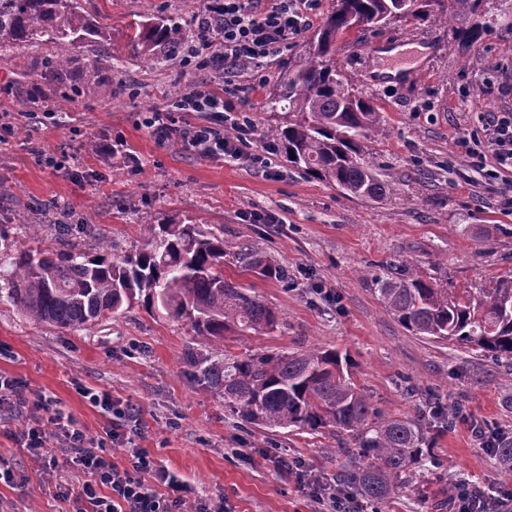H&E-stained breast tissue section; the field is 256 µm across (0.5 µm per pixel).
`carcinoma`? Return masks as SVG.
<instances>
[{
	"label": "carcinoma",
	"mask_w": 512,
	"mask_h": 512,
	"mask_svg": "<svg viewBox=\"0 0 512 512\" xmlns=\"http://www.w3.org/2000/svg\"><path fill=\"white\" fill-rule=\"evenodd\" d=\"M482 0H336L321 28L307 42V58L280 84L279 98L292 118L269 127L264 136L284 150L288 163L305 174L356 198L376 199L390 190L365 160L364 141L381 123V113L351 94L333 66L336 37L350 21L360 29L382 26L407 12L416 19L452 11L478 15ZM99 37L102 54L112 57L104 29L91 23L78 0H0V51L32 45L42 38L61 46L86 36ZM197 30L164 19L139 21L128 28V46L148 62L176 55ZM142 248L111 256V245L87 256L77 252L19 249L0 262V292L23 315L57 328H86L122 307L139 304L187 319L199 336L224 332L271 333L277 312L255 295L224 279V232L186 224L175 216L144 225ZM237 262L263 279L288 281V269L253 244ZM384 307L407 330L512 363V276L494 288L450 295L417 270L400 269L377 281ZM200 385L224 390V404L238 418L267 429L294 427L311 433L331 428L353 444L341 452L347 465L341 481L353 493L382 503L408 488L428 447L410 417L383 419L369 398L344 375L339 354L327 348L246 358L186 356ZM461 411L454 401L434 411L453 425ZM480 441L494 449L512 473V437L490 429Z\"/></svg>",
	"instance_id": "1"
}]
</instances>
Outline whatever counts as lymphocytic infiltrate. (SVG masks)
Listing matches in <instances>:
<instances>
[{"instance_id":"lymphocytic-infiltrate-1","label":"lymphocytic infiltrate","mask_w":512,"mask_h":512,"mask_svg":"<svg viewBox=\"0 0 512 512\" xmlns=\"http://www.w3.org/2000/svg\"><path fill=\"white\" fill-rule=\"evenodd\" d=\"M316 6L317 0H274L271 7L259 11L253 0H208L197 27L222 30L218 49L209 56L187 49L181 63L196 70L222 64L224 89L217 92L200 85L176 101V110L205 113L204 122L180 126L164 122L154 112L144 117L145 126L158 141L178 138L203 158L240 156L250 140L253 122L248 115L234 112L225 100L226 94L236 89L239 65L282 53L303 33ZM485 139L495 170L512 169V113L490 116ZM52 421L63 429L64 451L47 447L44 432L32 428L22 431V445L38 456L46 469L63 472L73 468L82 473L81 482L63 480L57 485L63 499L79 504V512H224L223 503L190 498L187 485L158 465L146 449H130L128 467L112 463L110 448L119 437L117 429L108 430L105 438L94 443L74 421L65 420L62 412H54Z\"/></svg>"}]
</instances>
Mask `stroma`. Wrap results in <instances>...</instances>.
Segmentation results:
<instances>
[{
    "mask_svg": "<svg viewBox=\"0 0 512 512\" xmlns=\"http://www.w3.org/2000/svg\"><path fill=\"white\" fill-rule=\"evenodd\" d=\"M83 12L108 26L119 57L110 78L95 67L94 40L60 49L44 41L0 53V257L18 249L61 247L89 256L98 236L120 250L140 247V227L170 215L224 233L236 252L257 243L288 268L287 284L262 279L236 261L224 277L259 295L280 317L267 334L233 331L223 341L196 335L188 322L140 306L120 310L87 329H57L24 317L0 299V376L16 380L29 404L24 413L0 410V464L16 478L0 482V512H73L58 497L56 472L22 448L25 425L45 429L49 445L64 437L37 408L39 397L70 416L89 440L110 420L82 397L83 388L108 391L136 447L190 486L196 496L223 499L227 512H317L307 481L335 485L345 458L332 432L269 431L241 421L220 392L198 386L187 351L243 358L257 353L332 348L354 383L387 417L419 420L432 459L417 480L387 502L350 499L352 512H457L442 492L448 480L479 487L487 512L512 494V475L482 446L477 426L512 436V369L445 341L414 335L383 307L376 290L390 266L407 262L439 287H494L512 273V172L491 179L477 154L494 112L512 113V0H482L488 24L471 45L459 39L470 18L442 22L392 20L382 31L345 36L336 68L355 93L374 100L381 129L366 147L393 187L384 198L356 199L311 178L282 152L267 169L248 158H203L155 140L143 124L166 109L176 92L196 85L224 87L219 70H188L178 59L155 66L130 53L127 27L162 16L193 27L204 0H79ZM307 34L277 57L239 70V103L250 112L253 150H263L266 128L287 113L272 91L306 54ZM400 55H382L378 43ZM66 51L61 81L39 74ZM71 93L63 101L62 93ZM42 100L21 112L18 99ZM95 140L88 150L87 140ZM63 157L53 170L45 154ZM89 224L96 236L54 237L55 224ZM464 399L454 428L433 407ZM287 459L289 470L276 462Z\"/></svg>",
    "mask_w": 512,
    "mask_h": 512,
    "instance_id": "35a3bbf8",
    "label": "stroma"
}]
</instances>
